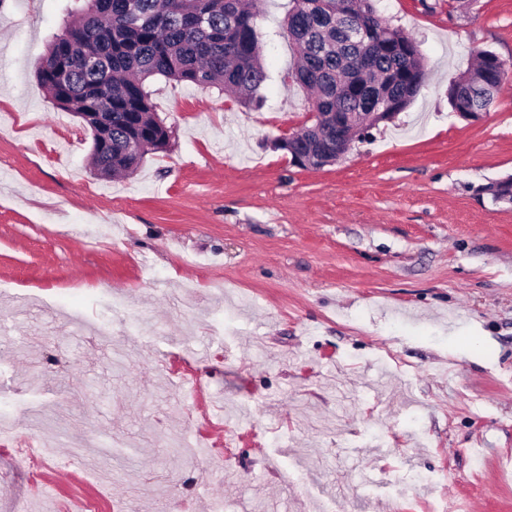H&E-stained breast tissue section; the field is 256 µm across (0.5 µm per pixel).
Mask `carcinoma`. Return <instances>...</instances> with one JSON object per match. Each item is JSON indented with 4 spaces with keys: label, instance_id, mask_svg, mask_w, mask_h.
<instances>
[{
    "label": "carcinoma",
    "instance_id": "carcinoma-1",
    "mask_svg": "<svg viewBox=\"0 0 512 512\" xmlns=\"http://www.w3.org/2000/svg\"><path fill=\"white\" fill-rule=\"evenodd\" d=\"M79 13L56 35L36 70L37 81L56 108L82 116L93 131L91 160L108 175L134 173L145 155L164 152L170 130L152 109L147 81L164 78L200 88L217 86L261 107L258 90L267 79L261 61L254 6L243 0H83ZM363 26L372 40L353 44L341 33ZM282 36L297 49L289 78L313 92L314 121L293 133V154L307 156L316 138L330 136L329 112H362L360 101L397 83L398 111L410 106L425 78L422 54L392 52L389 41L413 39L390 26L374 0H288ZM506 70L496 54L483 51L462 83L448 90L451 107L465 98L471 109L494 104ZM139 151L128 150L130 141Z\"/></svg>",
    "mask_w": 512,
    "mask_h": 512
}]
</instances>
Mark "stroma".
<instances>
[{
  "mask_svg": "<svg viewBox=\"0 0 512 512\" xmlns=\"http://www.w3.org/2000/svg\"><path fill=\"white\" fill-rule=\"evenodd\" d=\"M79 6L0 0V402L84 449L0 441V512H512V80L476 121L448 100L512 66V0H377L424 84L320 169L276 145L312 102L261 0L264 107L149 80L170 147L114 178L36 79ZM478 60L473 69L464 73L468 74L467 80L462 83L452 82L448 90V99L453 112H455L457 100L464 94L468 107L481 111L456 112L465 119L478 118L483 112L489 110L497 98L506 73V69H503L499 63L501 60L493 52H480ZM490 87L493 88L492 92L489 90Z\"/></svg>",
  "mask_w": 512,
  "mask_h": 512,
  "instance_id": "obj_1",
  "label": "stroma"
}]
</instances>
